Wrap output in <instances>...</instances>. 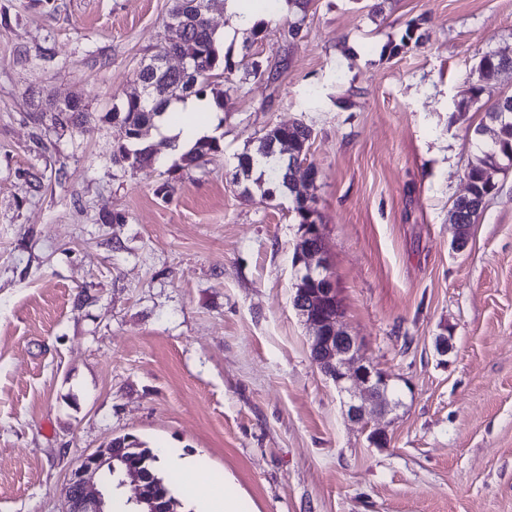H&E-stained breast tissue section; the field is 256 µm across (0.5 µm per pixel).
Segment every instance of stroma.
Returning a JSON list of instances; mask_svg holds the SVG:
<instances>
[{"label": "stroma", "mask_w": 512, "mask_h": 512, "mask_svg": "<svg viewBox=\"0 0 512 512\" xmlns=\"http://www.w3.org/2000/svg\"><path fill=\"white\" fill-rule=\"evenodd\" d=\"M171 5L0 0V512H63L77 459L126 434L246 512H512V165L465 249L450 222L485 106L512 92V71L470 92L483 53L512 56V0H313L294 42L216 0L225 53L273 80L227 92L210 163L180 167L152 129L154 166L113 164L112 108ZM76 93L87 115L54 126ZM298 120L343 322L402 400L384 447L311 360L291 199L232 182Z\"/></svg>", "instance_id": "stroma-1"}]
</instances>
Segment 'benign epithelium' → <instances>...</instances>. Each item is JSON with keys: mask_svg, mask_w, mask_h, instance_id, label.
Segmentation results:
<instances>
[{"mask_svg": "<svg viewBox=\"0 0 512 512\" xmlns=\"http://www.w3.org/2000/svg\"><path fill=\"white\" fill-rule=\"evenodd\" d=\"M312 244L299 245L294 263L297 282L314 288H294L293 308L308 331V347L314 364L346 396L347 416L369 430L367 440L383 446L390 441L386 428L369 424L368 415L387 413L402 401L390 391L391 378L359 354L358 337L341 326L335 312L338 294L324 263L325 244L321 227L308 225ZM147 472L135 461L117 454L115 448H99L80 457L66 484L65 512H110L109 501L118 491L132 512H159L156 502L144 495Z\"/></svg>", "mask_w": 512, "mask_h": 512, "instance_id": "benign-epithelium-1", "label": "benign epithelium"}]
</instances>
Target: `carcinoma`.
<instances>
[{
	"mask_svg": "<svg viewBox=\"0 0 512 512\" xmlns=\"http://www.w3.org/2000/svg\"><path fill=\"white\" fill-rule=\"evenodd\" d=\"M298 9L297 17L282 30L284 39H292L302 30L310 0H288ZM210 0H173L168 13V21L181 20L186 32L175 42L162 41L152 51L151 58L171 54L188 62L189 73L183 75L172 71L140 69L135 80L148 88L142 98H126L121 105L113 107L112 119L119 120L127 128L126 142L112 153V162L126 163L135 168L152 165L156 162L152 148L138 137V131L155 125V118L178 102L194 96H212L216 108L223 106V93L216 90L218 80L226 73L242 71V80L253 82L269 81L271 70L263 61L255 59L244 65L233 61L224 54L220 35L211 29L207 22ZM512 68V58L504 59L496 51L484 53L478 63V84L472 90L479 93L483 85L498 80L502 72ZM86 111L81 98L75 96L55 106V123L65 127L77 112ZM487 123L477 128L476 133L489 136V140L478 144L480 156L475 158L467 171L470 195L459 197L453 204L451 223L458 225L459 235H468L469 226L475 223L482 212L479 204L497 189L496 176L501 171V161L512 164V102L509 97H500L486 109ZM313 136L311 126L302 122L291 127L269 126L258 137V145L252 153H242L237 158L234 179L254 180V183L269 185L266 196L286 191L293 197L296 219L299 226L316 223V210L306 204L296 183L299 172L279 161L280 147L288 144V150L298 155H307ZM222 147L215 139H200L185 153L181 160L187 165L200 166L212 156L220 153ZM114 448H126L134 460L142 464L150 475L146 485L147 493L162 499L168 512H177L178 500L172 495L169 484L172 480L159 475L156 468L157 454L138 438L127 441V437H117L110 442Z\"/></svg>",
	"mask_w": 512,
	"mask_h": 512,
	"instance_id": "carcinoma-1",
	"label": "carcinoma"
}]
</instances>
